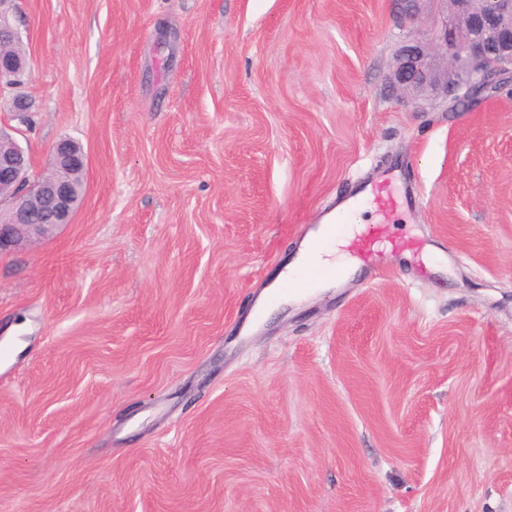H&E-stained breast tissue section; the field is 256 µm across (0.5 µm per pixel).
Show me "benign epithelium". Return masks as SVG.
Segmentation results:
<instances>
[{
	"instance_id": "1",
	"label": "benign epithelium",
	"mask_w": 512,
	"mask_h": 512,
	"mask_svg": "<svg viewBox=\"0 0 512 512\" xmlns=\"http://www.w3.org/2000/svg\"><path fill=\"white\" fill-rule=\"evenodd\" d=\"M423 0H395L403 22L414 21ZM456 23L443 22L427 41L402 45L396 54L392 84L402 98L415 103L452 98L457 104L474 98L500 75L512 73V0H436ZM13 0H0V95L17 117L29 103L12 94L27 63L15 50L21 32L10 21ZM20 130L0 125V251L19 241L38 242L49 230L70 223L77 205L73 171L85 172L87 159L69 138L59 139L48 159V172L32 171L31 159L16 138Z\"/></svg>"
}]
</instances>
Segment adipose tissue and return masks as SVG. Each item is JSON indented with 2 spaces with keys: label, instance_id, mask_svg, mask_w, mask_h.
I'll return each instance as SVG.
<instances>
[{
  "label": "adipose tissue",
  "instance_id": "obj_1",
  "mask_svg": "<svg viewBox=\"0 0 512 512\" xmlns=\"http://www.w3.org/2000/svg\"><path fill=\"white\" fill-rule=\"evenodd\" d=\"M334 233V224L329 221L323 222L318 230L303 243L295 259L279 273L275 282L276 287L290 288L291 299L298 301L325 286L324 281L310 276L311 268L332 266L344 275L352 272V265L344 255L338 252L333 241Z\"/></svg>",
  "mask_w": 512,
  "mask_h": 512
}]
</instances>
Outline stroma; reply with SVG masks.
I'll use <instances>...</instances> for the list:
<instances>
[{
    "label": "stroma",
    "mask_w": 512,
    "mask_h": 512,
    "mask_svg": "<svg viewBox=\"0 0 512 512\" xmlns=\"http://www.w3.org/2000/svg\"><path fill=\"white\" fill-rule=\"evenodd\" d=\"M36 171L0 253V512H512V82L398 101L423 0H17ZM412 192L379 271L258 321L338 199ZM13 133L21 131L0 125V190L7 191L0 194V251L23 240L39 242L50 229L70 223L78 190L69 175L84 174L87 166L81 147L61 138L51 149L48 172L34 173L28 153Z\"/></svg>",
    "instance_id": "stroma-1"
}]
</instances>
